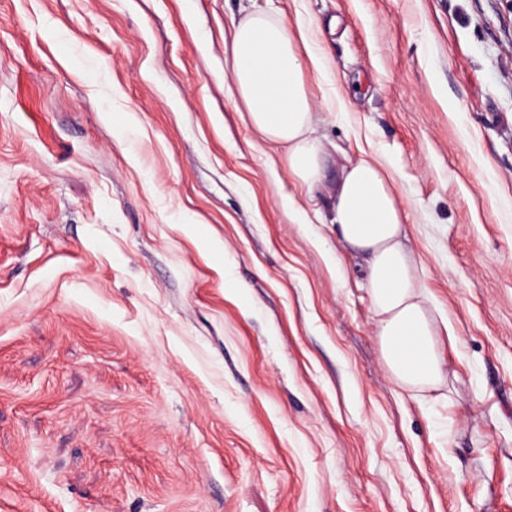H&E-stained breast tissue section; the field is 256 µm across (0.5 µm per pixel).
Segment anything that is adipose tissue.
<instances>
[{"instance_id":"adipose-tissue-1","label":"adipose tissue","mask_w":512,"mask_h":512,"mask_svg":"<svg viewBox=\"0 0 512 512\" xmlns=\"http://www.w3.org/2000/svg\"><path fill=\"white\" fill-rule=\"evenodd\" d=\"M231 74L254 130L285 150L288 170L303 186L322 183L323 150L304 67L325 73L321 46L306 27L291 29L278 14L254 10L234 24ZM345 246L363 252V276L377 317L381 354L398 388L417 395L443 389L439 327L448 317L431 302L418 262L404 244L403 212L385 164L367 154L345 167L336 184V217Z\"/></svg>"}]
</instances>
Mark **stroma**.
I'll return each mask as SVG.
<instances>
[{
  "instance_id": "35a3bbf8",
  "label": "stroma",
  "mask_w": 512,
  "mask_h": 512,
  "mask_svg": "<svg viewBox=\"0 0 512 512\" xmlns=\"http://www.w3.org/2000/svg\"><path fill=\"white\" fill-rule=\"evenodd\" d=\"M270 9L325 50L311 190L233 93ZM365 151L450 398L341 242ZM0 512H512V0H0Z\"/></svg>"
}]
</instances>
